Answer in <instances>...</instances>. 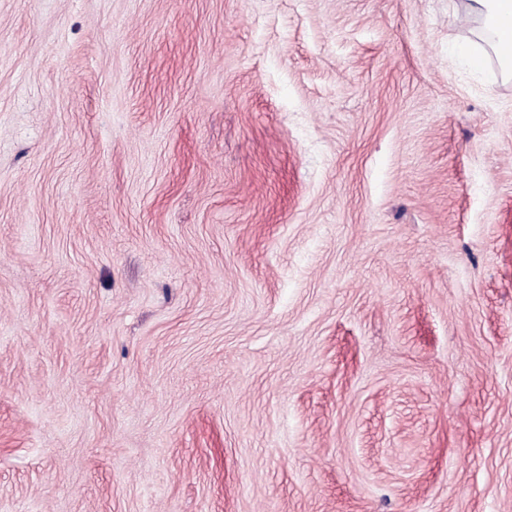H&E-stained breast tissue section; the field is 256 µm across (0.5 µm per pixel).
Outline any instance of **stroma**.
Wrapping results in <instances>:
<instances>
[{
	"mask_svg": "<svg viewBox=\"0 0 512 512\" xmlns=\"http://www.w3.org/2000/svg\"><path fill=\"white\" fill-rule=\"evenodd\" d=\"M467 2L0 0V512H512Z\"/></svg>",
	"mask_w": 512,
	"mask_h": 512,
	"instance_id": "35a3bbf8",
	"label": "stroma"
}]
</instances>
